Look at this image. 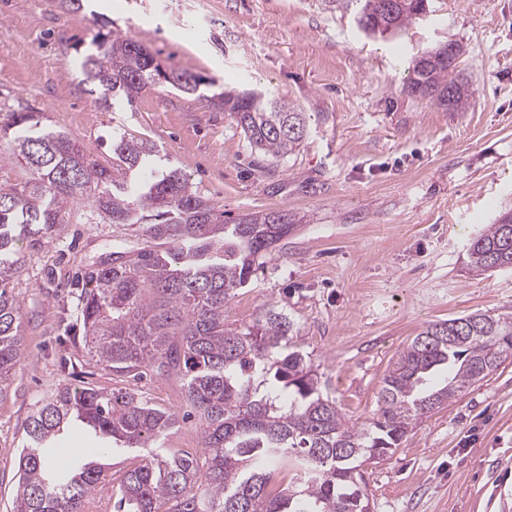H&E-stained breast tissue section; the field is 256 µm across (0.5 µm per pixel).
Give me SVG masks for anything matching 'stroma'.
<instances>
[{
	"mask_svg": "<svg viewBox=\"0 0 512 512\" xmlns=\"http://www.w3.org/2000/svg\"><path fill=\"white\" fill-rule=\"evenodd\" d=\"M98 14L164 66L305 112L300 151L264 157L223 109L163 85L130 105H97L79 62ZM451 41L464 47L456 73L472 92L462 112L408 88L413 61ZM27 105L102 159L113 133L153 142L158 166L180 168L227 217H299L225 319L285 310L349 423L372 419L384 374L424 326L512 314V270L465 265L471 241L512 208V0H428L397 38L366 35L354 11L328 0H83L74 11L0 0V123ZM119 241L144 246L142 225L77 206L59 236L26 252L14 288L26 356L0 396V512L13 507L27 419L63 386L182 405L179 375L110 372L70 341L80 325L71 282ZM366 477L374 512H512V359L418 420Z\"/></svg>",
	"mask_w": 512,
	"mask_h": 512,
	"instance_id": "stroma-1",
	"label": "stroma"
}]
</instances>
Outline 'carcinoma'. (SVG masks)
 Segmentation results:
<instances>
[{"label": "carcinoma", "instance_id": "1", "mask_svg": "<svg viewBox=\"0 0 512 512\" xmlns=\"http://www.w3.org/2000/svg\"><path fill=\"white\" fill-rule=\"evenodd\" d=\"M427 0H336L355 8L364 30L394 37L426 10ZM82 61L96 103L131 104L146 89L170 85L195 94L206 84L176 82L181 72L161 66L138 41L114 30L97 32ZM420 55L409 88L446 111L464 110L471 97L454 75L462 46ZM224 107L250 147L273 159L298 152L306 138L304 113L253 92L209 96ZM28 178L0 190V394L24 359L23 315L13 296L24 248L50 242L77 203L90 204L111 224H146L155 241L112 252V264L85 275L78 300L83 343L104 369L134 377L181 375L183 398L200 434V450L169 448L179 415L126 388L63 387L29 417L18 461L13 512H86L101 482L97 461L60 470L46 449L81 424L138 461L112 485V512H372L367 463L400 447L413 421L448 405L459 393L512 358V316L468 314L426 326L399 353L382 379L376 417L349 424L325 395L307 356L295 347L294 322L264 308L245 325L229 327L224 307L245 287L261 259L288 236L295 215L284 210L224 221L179 168L154 169L157 146L116 134L111 155L99 160L67 133L41 125L32 107L14 110L0 128ZM151 170L148 180H133ZM467 267L480 273L512 269V212L476 237ZM440 371L444 383L427 381ZM291 474L275 485V472Z\"/></svg>", "mask_w": 512, "mask_h": 512}]
</instances>
